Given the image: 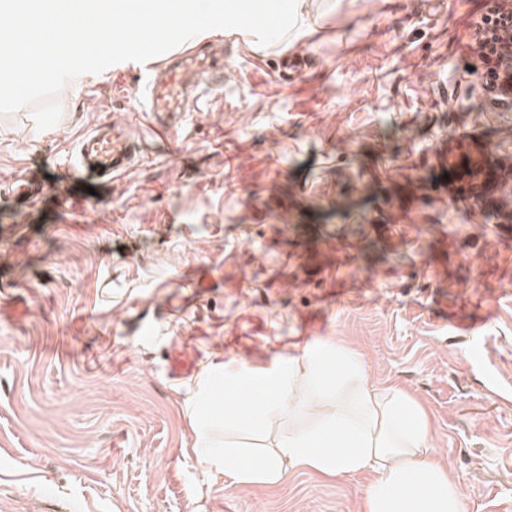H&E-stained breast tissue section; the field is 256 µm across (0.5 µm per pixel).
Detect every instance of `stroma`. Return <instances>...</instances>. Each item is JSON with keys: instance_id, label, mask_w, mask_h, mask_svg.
<instances>
[{"instance_id": "35a3bbf8", "label": "stroma", "mask_w": 512, "mask_h": 512, "mask_svg": "<svg viewBox=\"0 0 512 512\" xmlns=\"http://www.w3.org/2000/svg\"><path fill=\"white\" fill-rule=\"evenodd\" d=\"M498 2L297 0L269 45L209 31L224 75L195 111H143L145 65L126 61L68 82L52 128L0 116V195L47 183L0 208V305L27 306L0 321V512H362L370 475L239 486L193 446L208 363L329 339L424 405L465 512H512V180L464 193L512 165V102L474 43ZM106 122L130 167L65 182ZM174 346L196 361L175 381Z\"/></svg>"}]
</instances>
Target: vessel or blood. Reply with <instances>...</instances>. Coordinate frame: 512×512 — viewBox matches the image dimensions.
Instances as JSON below:
<instances>
[{"label":"vessel or blood","mask_w":512,"mask_h":512,"mask_svg":"<svg viewBox=\"0 0 512 512\" xmlns=\"http://www.w3.org/2000/svg\"><path fill=\"white\" fill-rule=\"evenodd\" d=\"M218 71L214 55L197 43L175 55L173 62L155 66L149 75L145 108L150 112H184L197 82ZM132 144L126 131L104 124L88 132L77 144L73 166L86 178H108L128 168Z\"/></svg>","instance_id":"obj_1"}]
</instances>
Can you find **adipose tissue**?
Wrapping results in <instances>:
<instances>
[{
    "label": "adipose tissue",
    "mask_w": 512,
    "mask_h": 512,
    "mask_svg": "<svg viewBox=\"0 0 512 512\" xmlns=\"http://www.w3.org/2000/svg\"><path fill=\"white\" fill-rule=\"evenodd\" d=\"M197 391L206 408L223 405L237 430H274L261 452H211L196 431L208 470L239 484L282 483L296 469L331 479L371 473L364 512H464L458 482L430 455L431 421L425 408L395 386L364 382L360 353L328 342L303 356L263 369L205 367ZM317 419L301 427V413Z\"/></svg>",
    "instance_id": "ef3b65f1"
}]
</instances>
